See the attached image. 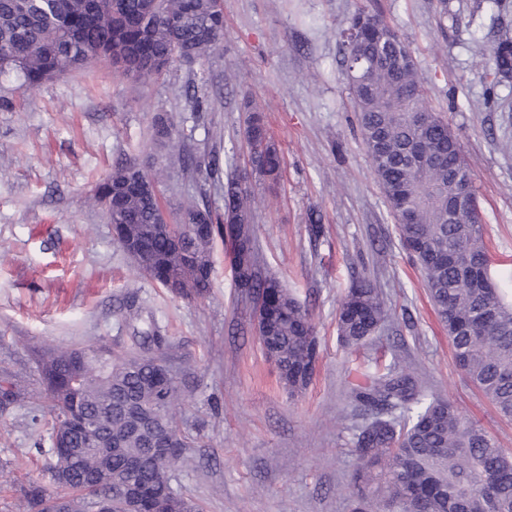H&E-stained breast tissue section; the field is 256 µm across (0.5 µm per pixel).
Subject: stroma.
I'll list each match as a JSON object with an SVG mask.
<instances>
[{"label": "stroma", "instance_id": "35a3bbf8", "mask_svg": "<svg viewBox=\"0 0 512 512\" xmlns=\"http://www.w3.org/2000/svg\"><path fill=\"white\" fill-rule=\"evenodd\" d=\"M361 11L380 15L409 47L424 87L422 107L460 140L494 259L512 261V82L485 106L478 49L512 25V0H224V44L194 66L132 82L97 65L29 89L0 78V373L21 397L0 402V512H27L30 485L52 488L44 383L47 348L134 351L131 307L154 322L162 359L178 375L174 413L191 438L171 471L175 491L203 512H352L351 437L363 419L351 369L395 348L435 396L451 400L512 453L501 418L456 365L423 278L402 249L341 76L340 41ZM199 87L198 100L185 96ZM262 111L284 158L280 181L251 179L255 234L269 270L307 309L320 343L308 388L280 383L253 327L252 303L231 272L230 250L212 251L204 297L182 299L142 276L94 201L116 161L159 182L170 214L219 184L180 169L178 152L245 165L244 99ZM177 136L152 138L157 114ZM323 234L310 240L309 217ZM367 277L393 312L376 347L345 348L339 304Z\"/></svg>", "mask_w": 512, "mask_h": 512}]
</instances>
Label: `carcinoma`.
Here are the masks:
<instances>
[{
    "instance_id": "obj_1",
    "label": "carcinoma",
    "mask_w": 512,
    "mask_h": 512,
    "mask_svg": "<svg viewBox=\"0 0 512 512\" xmlns=\"http://www.w3.org/2000/svg\"><path fill=\"white\" fill-rule=\"evenodd\" d=\"M224 40V0H0V75L14 74L26 87L81 70L94 60L122 76L152 78L174 63L200 61ZM343 71L354 102L363 144L388 206L398 197L413 223L398 224L403 247L419 266L430 302L448 331L457 366L492 404L512 419V271L500 269L488 253L479 204L448 213L458 184L454 168L472 177L457 136L442 118L430 115L424 131L422 82L411 51L402 41L380 50L374 39L342 40ZM488 79L487 103L512 77V29L479 51ZM244 136L257 143L252 173L278 181L281 156L262 116L250 106ZM175 126L159 115L153 137L173 139ZM183 168L204 171L222 183L224 207L205 194L180 209L179 223L209 225V238L186 236L175 243L161 229L163 217L155 180L131 161L112 166L98 185L112 199L108 221L117 241H141L136 262L144 276L168 287L190 284L186 298L204 296L212 271L211 246L231 245L238 287L263 296L267 356L291 392L308 386L318 357L309 312L260 264L248 176L224 172L216 155L202 163L178 156ZM391 309L372 284L357 279L337 318L348 347L373 342ZM144 351L94 367L81 364L82 349L48 350L39 367L49 406L51 448L79 449L72 478L63 489L67 512H89L100 497L136 479L147 488L146 512H190L173 498L170 467L176 459L149 450L134 427L140 418L176 435L188 446L172 410L177 378L163 387L160 361L147 352L163 337L151 326L139 331ZM350 397L370 422L356 429L352 494L354 512H512V455L481 425L450 401L426 393L398 354L384 364L355 369ZM113 447L100 458L96 449ZM48 490L32 485L24 496L36 512Z\"/></svg>"
}]
</instances>
